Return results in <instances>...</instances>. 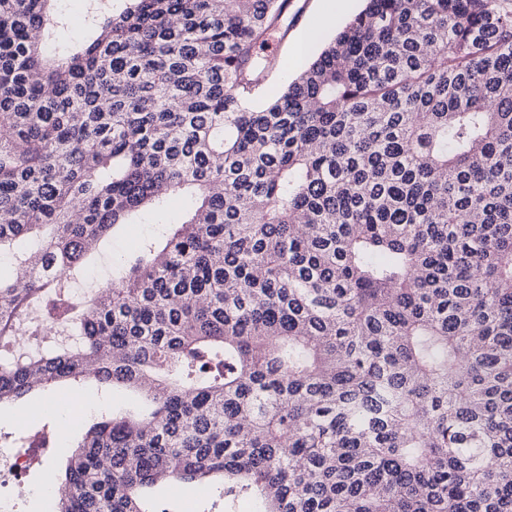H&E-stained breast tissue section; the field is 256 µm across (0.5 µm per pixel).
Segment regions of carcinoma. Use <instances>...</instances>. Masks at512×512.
I'll return each instance as SVG.
<instances>
[{"instance_id":"obj_1","label":"carcinoma","mask_w":512,"mask_h":512,"mask_svg":"<svg viewBox=\"0 0 512 512\" xmlns=\"http://www.w3.org/2000/svg\"><path fill=\"white\" fill-rule=\"evenodd\" d=\"M0 0V404L141 390L54 512H512V0H364L281 92L289 0ZM39 33V38L30 33ZM191 202L107 290L114 228ZM35 316L68 344H11ZM86 0H59L62 12L69 21L68 30L60 37L56 48L61 49L70 36H74L76 31H81L85 19ZM180 489L182 497L171 493V487L157 488L150 492V496L154 499V510L160 512H210L208 498H197V492Z\"/></svg>"}]
</instances>
